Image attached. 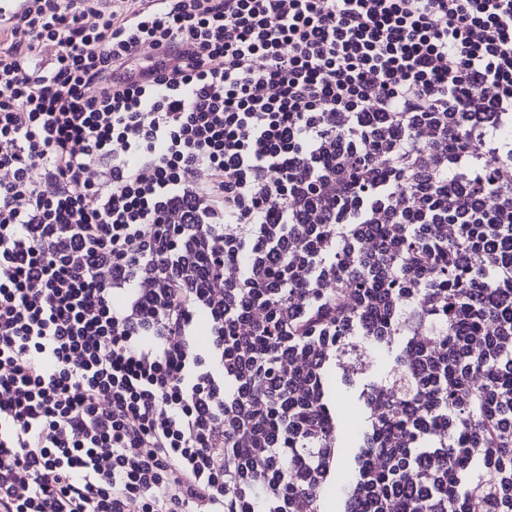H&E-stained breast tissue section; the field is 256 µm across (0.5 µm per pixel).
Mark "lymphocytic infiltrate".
Instances as JSON below:
<instances>
[{
	"label": "lymphocytic infiltrate",
	"instance_id": "lymphocytic-infiltrate-1",
	"mask_svg": "<svg viewBox=\"0 0 512 512\" xmlns=\"http://www.w3.org/2000/svg\"><path fill=\"white\" fill-rule=\"evenodd\" d=\"M508 129L512 0H30L0 28V512H317L356 337L417 393L359 385L339 512H512ZM446 224L461 299L403 248ZM329 371H330V375L333 380L330 382L331 383V387H330V383L324 378L325 379V387L330 392H331V388H332L331 402L335 409L336 417H337L338 411L343 416L344 404L347 403V404L353 406V413L356 415L357 419L361 422L362 410H361V406L357 399V394H356L354 388L350 389V388L344 386L343 384H341L339 378L342 375V369H339L338 367H332ZM336 376L338 378L337 384H336ZM336 417H335L334 411L332 414L330 412V410L328 409L327 419L331 426H334V425L336 426ZM335 428H336V448H351V450L346 455L341 456L343 466L341 467L340 471L348 476V480L343 483H339V484H336V482L335 483L332 482L328 485L322 486L319 489H317L316 494H317L318 499L321 500V502H325V503L327 501L336 502V498L338 495L340 485L348 482L352 478V472L350 471V468H349V458H350L351 453L353 454L355 452V450L357 449V448H355V441H356V446H357V442L359 440L360 432H361V430H357V429L347 425L344 421V417H343V423L340 426L341 432L337 429V426ZM342 432L352 436L355 439V441L351 437L343 434Z\"/></svg>",
	"mask_w": 512,
	"mask_h": 512
}]
</instances>
